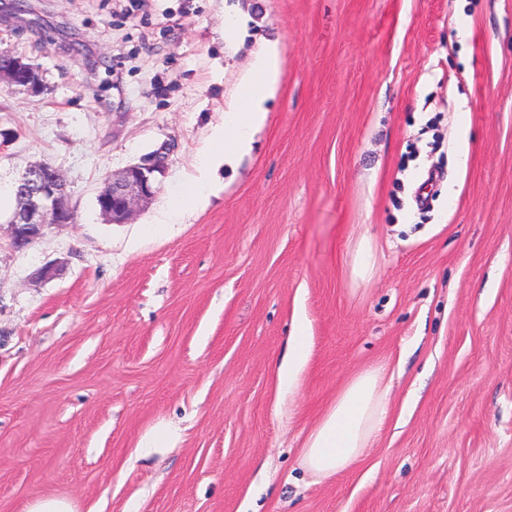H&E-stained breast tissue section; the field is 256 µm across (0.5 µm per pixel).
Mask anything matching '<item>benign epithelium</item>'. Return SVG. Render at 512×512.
<instances>
[{
  "label": "benign epithelium",
  "instance_id": "7a95c632",
  "mask_svg": "<svg viewBox=\"0 0 512 512\" xmlns=\"http://www.w3.org/2000/svg\"><path fill=\"white\" fill-rule=\"evenodd\" d=\"M22 90L38 96L47 90L40 67L10 49L0 51V90ZM164 172L161 153L143 158L107 178L96 195L100 214L111 224L125 223L135 208L155 194L156 175ZM68 184L55 166L36 162L29 165L15 185V207L8 219L14 245L24 248L50 224L74 220Z\"/></svg>",
  "mask_w": 512,
  "mask_h": 512
}]
</instances>
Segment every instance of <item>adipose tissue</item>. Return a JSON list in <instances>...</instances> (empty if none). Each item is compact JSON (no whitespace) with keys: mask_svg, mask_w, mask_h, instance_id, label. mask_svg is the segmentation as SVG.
<instances>
[{"mask_svg":"<svg viewBox=\"0 0 512 512\" xmlns=\"http://www.w3.org/2000/svg\"><path fill=\"white\" fill-rule=\"evenodd\" d=\"M280 76L278 50L266 44L257 54L255 75L241 88L249 102L245 112L234 113L211 135V148L187 193L172 205L164 228L174 232L180 218L204 207L214 187V176L224 164L248 152L254 133L263 125V103ZM381 371L367 368L352 376L325 411L304 445L301 465L318 481L327 480L362 458L386 415Z\"/></svg>","mask_w":512,"mask_h":512,"instance_id":"adipose-tissue-1","label":"adipose tissue"}]
</instances>
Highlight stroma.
<instances>
[{"instance_id": "stroma-1", "label": "stroma", "mask_w": 512, "mask_h": 512, "mask_svg": "<svg viewBox=\"0 0 512 512\" xmlns=\"http://www.w3.org/2000/svg\"><path fill=\"white\" fill-rule=\"evenodd\" d=\"M25 6L0 49L49 90L0 91V188L49 162L74 221L18 249L0 202V512H512V0ZM268 41L250 153L156 231ZM157 151L153 198L105 223L104 179ZM370 367L385 422L313 482L303 444ZM307 357V352L304 345L298 338H292L288 344V351L283 357L279 370L278 377L281 384L290 388L297 380L298 369L302 366Z\"/></svg>"}]
</instances>
